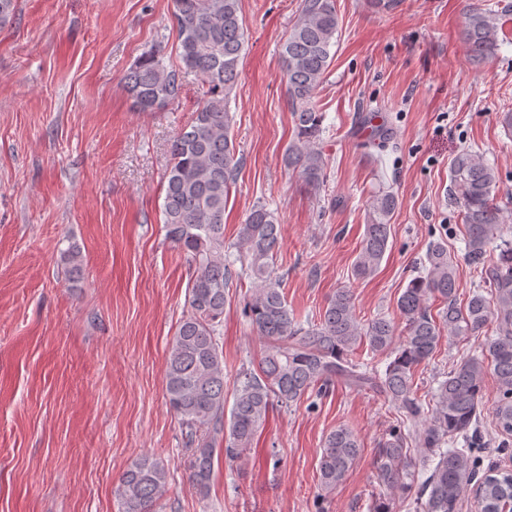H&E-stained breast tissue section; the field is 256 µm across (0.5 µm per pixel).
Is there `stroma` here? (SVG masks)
<instances>
[{
    "label": "stroma",
    "instance_id": "35a3bbf8",
    "mask_svg": "<svg viewBox=\"0 0 512 512\" xmlns=\"http://www.w3.org/2000/svg\"><path fill=\"white\" fill-rule=\"evenodd\" d=\"M506 12L495 56L469 59L459 30L470 4ZM301 0H241L246 50L229 108L240 160L224 214V241L258 204L281 227L276 272L298 320L317 319L350 289L361 321L399 320V296L430 245L448 244L460 298L478 276L465 257L450 164L464 148L499 175L512 211V0H403L378 12L336 0V54L315 103L324 114V183L312 190L285 167L295 136L279 56ZM173 0H17L0 24V512H119L129 463L161 457L169 490L156 512H368L384 488L380 444L398 415L384 397L334 383L291 407L270 408L255 455L221 462L207 497L192 486L182 427L164 393L168 343L189 311L192 266L166 237L162 184L170 147L198 104L188 76L178 102L136 109L121 83L151 46L178 62ZM389 129L367 147L372 120ZM398 196L377 273L353 274L371 197ZM77 244L80 278L61 250ZM231 288L219 328L226 384L256 368L264 348ZM484 336L441 339L415 373L428 401ZM476 438L480 467L512 470L484 376ZM355 431L361 452L331 494L317 460L326 435Z\"/></svg>",
    "mask_w": 512,
    "mask_h": 512
}]
</instances>
